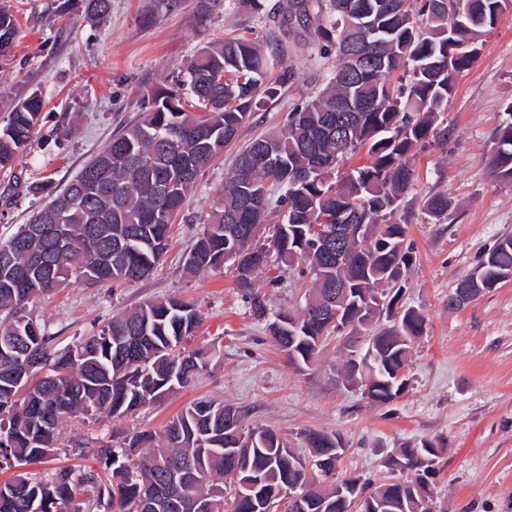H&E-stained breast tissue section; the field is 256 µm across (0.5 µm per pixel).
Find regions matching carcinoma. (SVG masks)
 <instances>
[{
	"instance_id": "carcinoma-1",
	"label": "carcinoma",
	"mask_w": 512,
	"mask_h": 512,
	"mask_svg": "<svg viewBox=\"0 0 512 512\" xmlns=\"http://www.w3.org/2000/svg\"><path fill=\"white\" fill-rule=\"evenodd\" d=\"M83 13L105 20L112 0H79ZM288 0L282 21L315 26L319 51L334 59L325 87L294 107L276 132L237 151L224 193L190 250L187 270L199 274L231 264L257 317L265 297L251 291L263 268L291 267L311 276L296 310L280 311L268 336L305 367L331 334L376 326L373 374L379 403L394 401L406 387L396 372L407 364L414 337L425 331L414 309L395 308L409 267L406 225L395 215L416 180L415 157L430 141L448 134L441 110L479 51V38L494 28L506 0ZM19 20L0 4V59L12 51ZM277 64L246 37L206 41L186 60L176 83L146 81L139 88V119L112 136L46 207L0 241V470L39 463L62 441L71 418L122 419L188 386L210 366L216 351L183 343L203 317L178 298L147 301L112 319L79 343L54 346V338L23 308L79 279L88 285L120 286L149 277L168 248L176 215L194 183L252 117L260 97L275 98L280 84L268 80ZM34 90L14 101L0 121V170H13L29 145L43 110ZM490 166L512 184V122L497 132ZM365 151L368 163L345 175L341 165ZM281 219L268 223L272 202ZM448 195L422 202L432 220L444 217ZM324 224L339 250L315 246L311 228ZM64 242V250L56 248ZM24 267L23 283L15 269ZM512 273V236L480 255L460 288L495 287ZM339 299L341 316L325 314ZM40 363L44 377L25 369ZM304 439L319 471L334 470L342 439L308 431ZM147 447L138 458L104 442L96 457L112 473L97 503L112 512H264L296 487L304 494L295 512H429L432 490L402 487L387 478L369 487L345 480L348 499L336 488L314 490V473L281 435L245 428L242 413L222 402L195 401L173 417L161 434L140 432L128 448ZM442 449L429 441L405 447L385 461L391 471H426ZM95 479L81 469L46 478L23 474L0 481V512H81L76 502Z\"/></svg>"
}]
</instances>
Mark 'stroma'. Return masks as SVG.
I'll return each mask as SVG.
<instances>
[{"label": "stroma", "mask_w": 512, "mask_h": 512, "mask_svg": "<svg viewBox=\"0 0 512 512\" xmlns=\"http://www.w3.org/2000/svg\"><path fill=\"white\" fill-rule=\"evenodd\" d=\"M8 2L17 10L20 29L11 60L0 64V90L19 99L40 88L45 107L14 171H0V241L47 203L36 184L68 183L115 133L138 119L142 82L174 79L213 35L264 41L282 69L292 73L278 97L264 100L241 128L236 143L200 173L153 275L118 288L77 280L26 306L63 347L119 311L180 297L203 316L192 346L214 347L218 362L190 386L123 419L67 422L54 459L27 466V473L43 477L82 464L102 474L92 456L101 441L110 438L119 445L139 432H160L183 407L205 398L237 408L245 427L275 430L303 454L306 431L340 436L346 453L339 472L346 476L383 480L387 455L430 441L442 450L433 512H512V281L459 309L448 307L449 294L479 256L512 235V184L499 182L490 168L495 133L512 121L505 110L512 102V10L485 35L478 57L448 99L447 142L416 158L419 178L400 209L411 256L401 300L424 316L426 329L412 345L404 393L378 404L360 389L337 383L342 338L329 337L317 362L298 369L271 342L265 320L251 315L232 269L196 275L184 270L185 255L223 194L239 147L281 128L287 112L324 87L333 60L319 53L314 32L294 28L280 35L269 10L275 0H264L265 10L257 13L227 11L224 0H209L203 13L198 0L173 6L112 0V17L104 24L81 15L58 16L54 0ZM148 9L156 19L145 29L138 16ZM436 193L451 201L438 221L422 209L423 199ZM272 276L269 270L253 275V288L268 295L270 311L299 306L305 292L299 275L288 272L275 288L269 285Z\"/></svg>", "instance_id": "35a3bbf8"}]
</instances>
